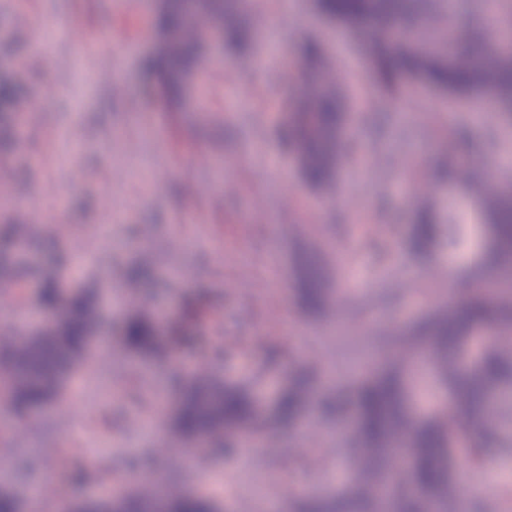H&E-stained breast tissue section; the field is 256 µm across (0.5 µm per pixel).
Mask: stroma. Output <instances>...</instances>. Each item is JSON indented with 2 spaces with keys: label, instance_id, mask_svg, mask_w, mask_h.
Returning <instances> with one entry per match:
<instances>
[{
  "label": "stroma",
  "instance_id": "35a3bbf8",
  "mask_svg": "<svg viewBox=\"0 0 512 512\" xmlns=\"http://www.w3.org/2000/svg\"><path fill=\"white\" fill-rule=\"evenodd\" d=\"M157 0H0V82L17 95L0 108V227L19 224L24 239L9 249L11 273L24 295H0V335L20 322L17 308L36 311L41 269L60 265L58 288L95 282L103 310L100 350L69 377L51 405L17 417L0 388V484L29 497L42 482L63 504L105 502L127 483L130 466L149 469V448L181 457L156 416L172 412L173 378L202 363L246 382L266 349L283 356L264 372L282 386L308 356L350 375L377 337L394 341L400 326L443 300L463 304L468 286L448 279V246L426 258L409 248L404 218L412 188H430L429 170L448 136V115H470L462 97L417 84L392 96L374 79L356 43L331 26L311 0H258V30L276 24V58L258 48L241 54L208 47L172 106L145 91L143 60L158 44ZM319 39L350 84L348 138L358 150L331 193L310 187L296 156L281 143L285 107L298 93L293 48ZM48 39L46 62L29 60L33 42ZM112 75L100 76L102 60ZM476 183L512 180V126L490 118L469 123L460 149ZM69 229L60 238L56 226ZM323 267L334 296L326 320L298 307L294 285L302 259ZM148 261L140 287L160 322L185 318L194 345L173 364L131 356L113 340L126 305L125 267ZM233 341L229 358L214 346ZM278 451L264 441L246 454L208 458L169 471L187 489L211 496L218 512H287L283 496L257 499L248 477L263 473L311 496L339 490L334 474L350 458L335 425L316 405L278 432Z\"/></svg>",
  "mask_w": 512,
  "mask_h": 512
}]
</instances>
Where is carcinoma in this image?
<instances>
[{
	"label": "carcinoma",
	"instance_id": "obj_1",
	"mask_svg": "<svg viewBox=\"0 0 512 512\" xmlns=\"http://www.w3.org/2000/svg\"><path fill=\"white\" fill-rule=\"evenodd\" d=\"M506 9L497 29L464 26L448 12V0H313L322 15L338 21L361 40L372 72L389 93L402 92L401 76L413 74L449 92L481 104L512 123V0H493ZM257 6L243 0H159L157 51L146 60L165 96L179 101L183 77L193 72L209 44L208 24L222 20L224 46L248 47L254 37ZM301 87L288 110L282 139L299 159L313 187L332 185L343 164L357 155L343 139L346 82L319 43L300 48ZM453 141L443 148L435 185H453L469 195L479 225L452 206L437 212L431 193L410 199L408 220L414 250L432 252L443 238L448 249L475 248L471 266L460 278L474 284L465 306L452 304L415 323L412 342L402 349L379 347L373 364L319 398L326 412L353 417L348 440L357 463L352 483L325 497H307L294 488L288 496L299 512H462L463 494L452 478L456 439L472 440L473 469L481 472L488 448L505 447L500 415L512 411V353L501 338L512 334V303L506 288H486L488 268L512 272V186L474 190L458 163ZM58 268L50 267L38 293L42 308L63 304L61 318L17 336H0V373L6 376L18 415L58 398L71 373L86 366L102 324L96 297L83 288L64 294L55 287ZM147 263L129 267L134 289L122 321L120 344L146 359L170 360L189 343L183 323L163 334L151 305L136 286ZM297 293L311 313L330 308L322 268L303 265ZM319 367L305 363L265 405L257 391L263 372L251 383L236 384L203 364L176 410L178 434L224 453L238 445L247 429L269 433L274 421L298 419L313 398ZM16 493L0 488V512H19ZM66 512H214L209 501L176 481H138L108 503L66 507Z\"/></svg>",
	"mask_w": 512,
	"mask_h": 512
}]
</instances>
